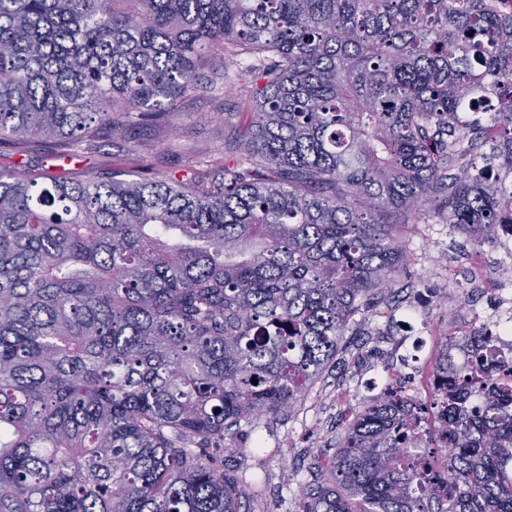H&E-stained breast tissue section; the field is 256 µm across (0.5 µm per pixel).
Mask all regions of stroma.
<instances>
[{
  "mask_svg": "<svg viewBox=\"0 0 512 512\" xmlns=\"http://www.w3.org/2000/svg\"><path fill=\"white\" fill-rule=\"evenodd\" d=\"M224 71V80L214 89L201 88L180 100L169 125L144 124L124 138L103 133L71 148L55 137L5 138L0 140V166L68 178L127 174L139 181L184 183L199 172L204 187L220 184L225 168L234 167L240 155L238 129L246 120L241 101L251 88V77L230 45L224 48ZM399 230L407 243L408 261L370 300L368 323L353 325L335 362L308 386L292 410L254 419V435L240 428L226 436L225 467L255 477L244 487L247 512H295L299 485L314 481L318 465L335 455L348 416L363 409L372 388L394 383L400 373L430 372L427 349L447 334L449 309H456L459 325H470L475 310L505 287L503 273L512 271V258H502L500 251L484 248L488 276L479 283L469 264L474 249L450 225L432 221L403 224ZM420 289L447 296V306L431 305L408 315ZM401 325L424 345L417 360L405 367L375 352L377 334H390ZM257 439L263 444L259 451L253 445Z\"/></svg>",
  "mask_w": 512,
  "mask_h": 512,
  "instance_id": "1",
  "label": "stroma"
}]
</instances>
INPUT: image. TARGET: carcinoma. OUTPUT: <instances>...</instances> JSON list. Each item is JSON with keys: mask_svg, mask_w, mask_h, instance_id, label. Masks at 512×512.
I'll list each match as a JSON object with an SVG mask.
<instances>
[{"mask_svg": "<svg viewBox=\"0 0 512 512\" xmlns=\"http://www.w3.org/2000/svg\"><path fill=\"white\" fill-rule=\"evenodd\" d=\"M227 41L260 85L214 189L0 167V512H241L224 431L301 399L397 225H512L500 0H0V139L167 122ZM450 340L467 363L411 423L371 396L297 512H512V385Z\"/></svg>", "mask_w": 512, "mask_h": 512, "instance_id": "carcinoma-1", "label": "carcinoma"}]
</instances>
